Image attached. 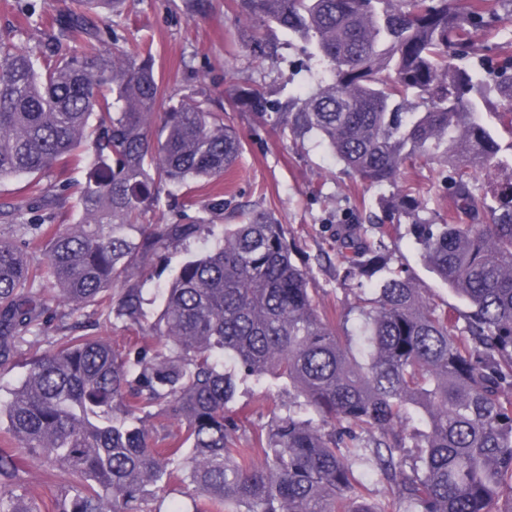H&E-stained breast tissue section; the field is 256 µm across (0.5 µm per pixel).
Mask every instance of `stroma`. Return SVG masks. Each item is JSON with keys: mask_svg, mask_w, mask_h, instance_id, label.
Segmentation results:
<instances>
[{"mask_svg": "<svg viewBox=\"0 0 512 512\" xmlns=\"http://www.w3.org/2000/svg\"><path fill=\"white\" fill-rule=\"evenodd\" d=\"M70 4L71 0H0V33L12 32L22 46L39 48L46 41L47 29L30 25L28 9L48 20ZM115 31L127 41L150 43L169 93L179 99L207 94L215 110L223 112L225 123L241 136L243 151L236 166L223 178L199 184L198 199L207 201L221 191L228 194L233 206L272 212L296 249V262L310 267L311 286L328 316L357 319L358 293L344 288L342 266L335 256L336 227L356 223L375 210L378 189L355 180L326 146L283 138L257 123L237 102L242 89L256 84L262 85L272 100L286 99L292 91H308L313 85L307 70L311 45L275 26L265 36L278 44L279 55L264 57L254 50V30L234 0H208L202 13L195 12L192 0H129ZM1 201L16 209L14 223H0V237L5 239L34 237L31 221L38 216L49 224H68L76 218L73 199L40 212L32 194L15 181L0 185ZM211 244V239L202 236L192 238L151 259L150 275L142 283L145 297L152 300L144 308V322L154 321L158 311L154 300L179 266L207 251ZM392 248L395 259L408 265L417 287L431 302L462 308V301L420 259L408 224L396 227ZM47 316L48 327L28 335L0 371V399H9L19 385L30 355L54 348L75 321H82L88 334L108 338L117 346L131 338L121 322L95 305L75 314L69 306L52 300ZM293 406L287 383L270 377L260 383L250 379L239 382L229 411L239 415L243 429L253 437L266 431L273 416L287 415ZM76 482V477L64 470L31 460L18 472L0 473V484L34 487L39 512H55L61 491Z\"/></svg>", "mask_w": 512, "mask_h": 512, "instance_id": "1", "label": "stroma"}]
</instances>
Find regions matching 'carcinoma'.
<instances>
[{
    "label": "carcinoma",
    "mask_w": 512,
    "mask_h": 512,
    "mask_svg": "<svg viewBox=\"0 0 512 512\" xmlns=\"http://www.w3.org/2000/svg\"><path fill=\"white\" fill-rule=\"evenodd\" d=\"M507 0H239L258 28L275 23L313 44L316 86L282 103L242 91L254 118L295 140L326 144L360 181L392 188L367 224L336 228L345 279L359 299L358 350L348 319L329 321L266 210L198 201L195 185L224 176L243 147L202 93L158 111L164 94L148 46H102L94 18L125 0H74L50 20L59 37L32 53L0 35V183L86 163L78 216L48 224L42 261L29 242L0 238V368L43 324L46 297L96 302L153 341L123 349L100 336H65L28 359L0 403L4 431L27 451L83 479L57 512H160L148 490L178 483L194 512H512V60L492 62L487 33ZM495 97L498 125L481 119ZM443 166L459 220L426 211L408 176ZM198 207L191 224L141 223L165 188ZM412 228L428 268L468 310L448 312L392 264L396 224ZM207 232L142 324L139 280L149 260ZM41 291L32 293L34 284ZM288 381L297 410L254 439L229 414L238 379ZM427 431L409 452L410 412ZM165 415L178 430L159 434ZM389 484L372 502L354 465ZM25 487L0 485V512H36Z\"/></svg>",
    "instance_id": "1"
}]
</instances>
